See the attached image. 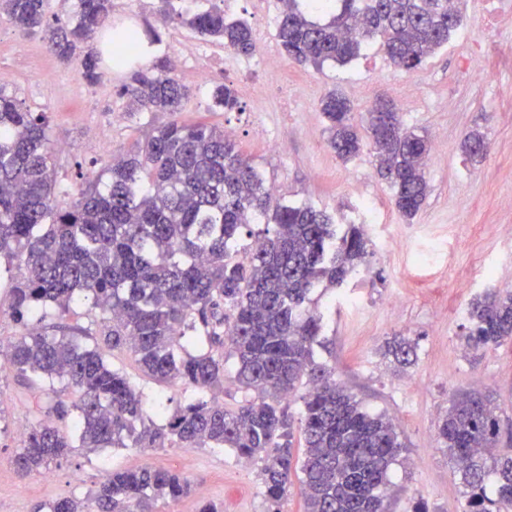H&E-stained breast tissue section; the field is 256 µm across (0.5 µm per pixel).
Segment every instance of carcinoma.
Segmentation results:
<instances>
[{
	"label": "carcinoma",
	"mask_w": 512,
	"mask_h": 512,
	"mask_svg": "<svg viewBox=\"0 0 512 512\" xmlns=\"http://www.w3.org/2000/svg\"><path fill=\"white\" fill-rule=\"evenodd\" d=\"M111 11L112 0H78L75 16L50 23L45 0H0V17L22 35L43 36L59 57L80 60L91 83L99 79L100 58L88 42ZM179 17L227 49L254 48L248 23L227 19L218 7ZM461 22L459 6L448 0H336L325 14L308 0H284L276 36L289 58L318 69L352 61L378 37L391 63L410 71L448 45ZM118 39L137 48L117 61L126 68L142 54V38L123 28ZM123 90L131 109L173 119L112 159L67 202L45 113L0 87V280L9 281L11 316L22 327L0 349V364L40 381L49 399L43 418L24 434L16 470L40 473L78 448L230 449L261 463L273 504L298 470L305 512H386L389 470L405 445L392 418L368 413L336 382L334 369L315 362L321 315L306 307L313 288L341 285L366 263L364 227L352 224L338 238L325 210L272 201L264 173L231 136L174 118L187 91L173 77L141 68ZM212 97L226 112L240 108L226 84ZM320 109L336 155L345 162L358 155L362 138L350 101L331 91ZM365 122L377 171L394 190L396 210L411 220L428 193L429 138L406 127L398 112H367ZM82 303L93 314L91 327L32 328L49 312ZM468 315L471 350L512 341V291L487 289ZM416 348V341L395 336L384 355L408 368ZM115 351L130 352L146 377L191 397L173 410L161 397L146 402L113 365ZM230 357L235 381L255 394L231 409L214 396L224 392ZM300 384L296 420L285 401ZM67 417L71 429L55 424ZM438 436L461 473L465 512H512V454L496 450L500 421L491 400L455 395ZM191 493V481L173 470H108L95 489L37 512H157L159 503Z\"/></svg>",
	"instance_id": "obj_1"
}]
</instances>
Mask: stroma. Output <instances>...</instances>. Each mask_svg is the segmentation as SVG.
<instances>
[{
    "label": "stroma",
    "instance_id": "stroma-1",
    "mask_svg": "<svg viewBox=\"0 0 512 512\" xmlns=\"http://www.w3.org/2000/svg\"><path fill=\"white\" fill-rule=\"evenodd\" d=\"M156 0H112L109 30L153 26L161 36L153 59L176 61L172 75L188 90L178 114L188 124L228 131L280 197L305 200L326 210L339 227L360 221L361 202L371 199L377 223L367 225L370 256L364 271L339 288H317L311 306L323 316V348L315 359L371 411L393 417L406 445L390 473L389 512H463L460 474L437 434L439 419L458 392L490 396L501 420L497 450L512 453V342L468 354L464 334L468 306L487 288L485 276L512 282V0H464V22L447 47L413 71L395 67L377 44L357 59L317 69L281 56L275 71L250 69L244 57L219 40L203 37L176 16L159 19ZM224 0V14L245 20L253 38L277 45L280 0ZM15 32L0 19V86L32 111L46 113L49 137L59 152L56 177L78 196L115 154L126 151L164 112H133L122 91L126 73L102 60L101 79L87 82L78 62L50 52L40 36L26 40L24 58L14 56ZM211 67L207 84L193 73ZM493 72L492 82L475 80ZM235 89L241 109L215 106L213 85ZM339 90L362 116L383 99L406 126L430 135L429 193L416 217L404 220L393 190L376 173L371 144L344 162L327 142L322 97ZM480 131L486 155L470 158L462 147L469 131ZM286 146L270 152L268 142ZM110 150H102V140ZM417 342V361L399 369L383 355L395 336ZM44 397L9 368H0V512H35L37 505L84 493L101 481L103 462L113 468L152 466L179 471L193 485L189 497L159 503V512H196L199 501L222 512H304L299 485L271 505L257 465L241 468L232 451L208 448H110L77 451L52 467L51 481L20 475L13 465L20 428L40 418Z\"/></svg>",
    "mask_w": 512,
    "mask_h": 512
}]
</instances>
